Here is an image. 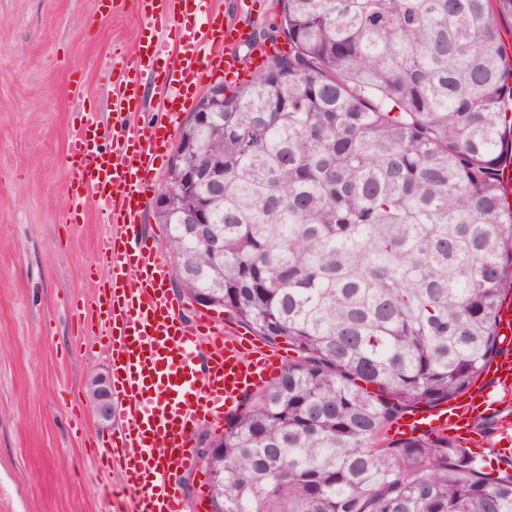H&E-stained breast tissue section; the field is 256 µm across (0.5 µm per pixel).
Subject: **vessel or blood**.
<instances>
[{"instance_id": "vessel-or-blood-1", "label": "vessel or blood", "mask_w": 512, "mask_h": 512, "mask_svg": "<svg viewBox=\"0 0 512 512\" xmlns=\"http://www.w3.org/2000/svg\"><path fill=\"white\" fill-rule=\"evenodd\" d=\"M148 36L122 61L114 83L112 147L101 150L89 113H80L66 148L67 184L75 199L72 223L85 216L83 199L94 200L107 218L97 246L93 305L112 360L113 383L121 398L120 430L101 450V468H116L132 493V512H184L177 474L194 458L193 435L203 422L234 413L242 398L275 377L283 355L258 345L239 328L210 319H187L170 290L171 266L158 256L140 224L152 171L165 137L156 126L133 122L139 76L153 72L165 90L169 119L187 111L216 73L234 76L237 46L249 44L243 21L203 15L200 0H136ZM177 16L171 45L149 29L157 16ZM498 340L505 354L494 361L469 393L434 408L404 413L396 427L406 436L427 432L481 443L477 421L489 420L497 433L512 430V413L502 409L512 392V297L498 311Z\"/></svg>"}]
</instances>
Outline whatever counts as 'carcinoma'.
I'll list each match as a JSON object with an SVG mask.
<instances>
[{
    "label": "carcinoma",
    "instance_id": "1",
    "mask_svg": "<svg viewBox=\"0 0 512 512\" xmlns=\"http://www.w3.org/2000/svg\"><path fill=\"white\" fill-rule=\"evenodd\" d=\"M276 4L288 53L180 129L177 166L224 168L207 235L156 211L182 294L298 353L218 443L199 435L213 512H512V475L457 441L383 437L504 354L512 0Z\"/></svg>",
    "mask_w": 512,
    "mask_h": 512
}]
</instances>
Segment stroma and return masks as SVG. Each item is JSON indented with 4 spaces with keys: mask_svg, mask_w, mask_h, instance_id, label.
<instances>
[{
    "mask_svg": "<svg viewBox=\"0 0 512 512\" xmlns=\"http://www.w3.org/2000/svg\"><path fill=\"white\" fill-rule=\"evenodd\" d=\"M132 0L100 13L96 0H0V512H118L119 473L96 479L100 424L87 380L112 365L91 310L89 273L105 230L92 201L69 221L66 147L77 112L98 115L112 136L107 71L137 46ZM173 161L165 150L142 225L157 246L167 228L155 211Z\"/></svg>",
    "mask_w": 512,
    "mask_h": 512,
    "instance_id": "stroma-1",
    "label": "stroma"
}]
</instances>
